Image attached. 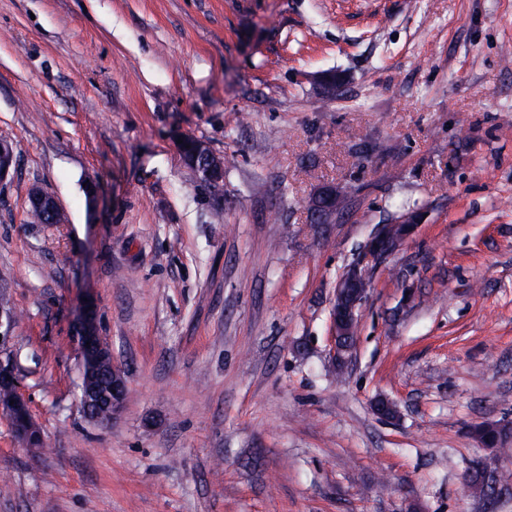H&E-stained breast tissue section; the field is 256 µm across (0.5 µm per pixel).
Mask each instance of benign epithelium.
Returning a JSON list of instances; mask_svg holds the SVG:
<instances>
[{
    "label": "benign epithelium",
    "mask_w": 512,
    "mask_h": 512,
    "mask_svg": "<svg viewBox=\"0 0 512 512\" xmlns=\"http://www.w3.org/2000/svg\"><path fill=\"white\" fill-rule=\"evenodd\" d=\"M179 150L187 166L196 176L218 187L224 182V161L216 156L207 144L191 135L183 137ZM15 147L7 140H0V186L7 183L16 170ZM39 211L53 223H61L65 215L56 198L34 188L29 194V211ZM418 224V214L414 211L400 216L389 224H384L369 240L364 260L351 267L336 284L332 310V342L334 359L343 360L348 350L345 336L358 325L359 312L366 299L368 271L365 261L378 260L397 251L412 235ZM14 326L13 313L0 308V387L11 391L9 399L0 400V414L6 416L14 430L15 437L26 447H36L42 443L39 426L35 422L29 400L22 392L20 379L11 362L4 359L10 352L9 338ZM80 354L79 404L83 414L99 428H107L121 414L126 391L128 390L124 371L114 363L112 347L102 341L100 323L94 306L84 307L77 323ZM107 362L111 367L110 383L101 385L97 381L98 367ZM107 406L106 416L98 414V408Z\"/></svg>",
    "instance_id": "benign-epithelium-1"
}]
</instances>
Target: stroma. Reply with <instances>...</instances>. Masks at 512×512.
<instances>
[{
	"instance_id": "35a3bbf8",
	"label": "stroma",
	"mask_w": 512,
	"mask_h": 512,
	"mask_svg": "<svg viewBox=\"0 0 512 512\" xmlns=\"http://www.w3.org/2000/svg\"><path fill=\"white\" fill-rule=\"evenodd\" d=\"M508 51L512 0H0V276L44 438L0 416V512H512V455L472 433L512 427ZM35 187L64 223H30ZM409 211L332 367L336 282ZM87 298L128 384L106 429ZM179 150L187 166L193 169L196 176L213 187H219L224 182V161L216 156L207 144L191 135L182 138ZM186 144L190 148H186ZM15 147L7 140H0V186L7 183L16 170ZM77 336L81 360L78 385L81 411L95 426L107 428L121 414L128 387L124 371L114 363L112 347L102 341L98 315L91 304L84 307L78 320ZM86 342H89V345H86ZM101 362L109 364L100 366ZM99 366L104 378L111 370L108 385H101L97 381ZM104 405L108 408L105 418L98 414V408Z\"/></svg>"
}]
</instances>
